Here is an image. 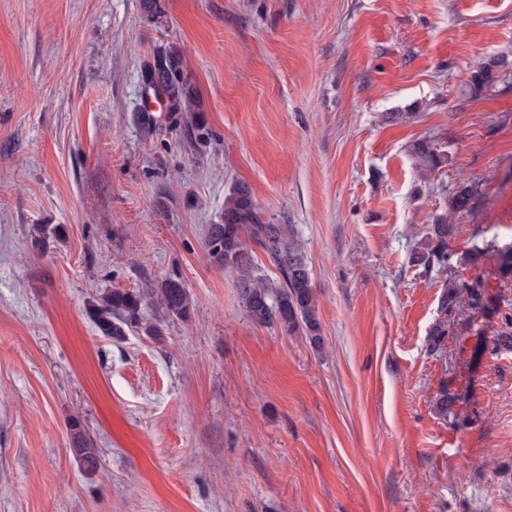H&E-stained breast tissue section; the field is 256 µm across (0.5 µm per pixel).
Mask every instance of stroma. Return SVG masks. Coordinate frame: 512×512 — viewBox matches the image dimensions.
Instances as JSON below:
<instances>
[{
    "instance_id": "35a3bbf8",
    "label": "stroma",
    "mask_w": 512,
    "mask_h": 512,
    "mask_svg": "<svg viewBox=\"0 0 512 512\" xmlns=\"http://www.w3.org/2000/svg\"><path fill=\"white\" fill-rule=\"evenodd\" d=\"M163 7L0 0V512H512V352L492 348L512 300V0ZM165 49L204 130L144 90ZM466 183L477 208L450 213ZM238 184L307 255L323 351L252 323L208 259ZM435 214L456 226L442 271L409 261ZM37 224L60 232L35 245ZM169 277L188 320L99 333L100 294ZM476 280L483 312H442L447 283ZM504 59L493 58L486 62L481 69L472 77L470 82L466 84L465 88L462 91L465 94L471 96L480 95L487 84L492 80L494 76V69L498 66L504 64ZM69 431L76 459L88 468H96L98 465L97 448H93V442L80 421L74 420L69 426Z\"/></svg>"
}]
</instances>
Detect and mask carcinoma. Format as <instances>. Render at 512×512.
Listing matches in <instances>:
<instances>
[{"label":"carcinoma","mask_w":512,"mask_h":512,"mask_svg":"<svg viewBox=\"0 0 512 512\" xmlns=\"http://www.w3.org/2000/svg\"><path fill=\"white\" fill-rule=\"evenodd\" d=\"M504 60L493 58L466 84L463 92L480 95L494 76V69ZM146 88H160L168 102L170 112H193L197 107L196 88L183 75L179 55L174 51H160L154 62L142 74ZM413 154L420 164L435 169L441 159L430 147L419 142L413 146ZM476 204V190L465 184L451 195L450 210L465 214ZM456 225L448 223V217L439 215L429 225L422 243L411 249V263L426 269L448 266V239L455 233ZM259 246L269 263L279 272L276 281L255 274L251 264L248 242ZM204 244L210 260L237 274V288L242 307L251 322L259 326L279 324L287 334L299 332L306 336L317 351L324 349L317 316V304L312 287V270L306 256L296 244L288 240V227L261 220L252 195L245 186H235L224 197V215L220 223L209 224L205 229ZM497 272L501 279L512 282V246L496 252ZM464 287L469 298L468 307L483 310L482 285L476 280L460 286L448 285L441 296V309L450 313L455 309L458 289ZM155 306L167 318L186 319L191 303L182 281L172 278L158 286L142 291L112 290L104 293L89 308L98 331L113 340L126 336V330L142 322L143 307ZM505 327L496 332L494 348L512 351V318L504 317ZM74 455L88 468L98 465L97 449L82 424L75 420L69 426Z\"/></svg>","instance_id":"obj_1"}]
</instances>
